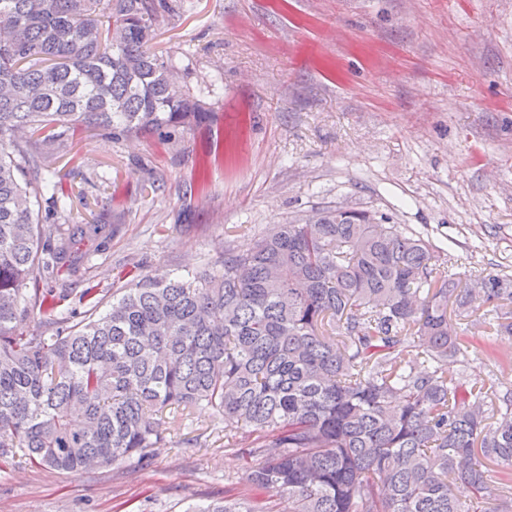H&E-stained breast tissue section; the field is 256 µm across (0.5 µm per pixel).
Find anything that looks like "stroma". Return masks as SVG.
Listing matches in <instances>:
<instances>
[{
	"label": "stroma",
	"mask_w": 512,
	"mask_h": 512,
	"mask_svg": "<svg viewBox=\"0 0 512 512\" xmlns=\"http://www.w3.org/2000/svg\"><path fill=\"white\" fill-rule=\"evenodd\" d=\"M157 50L214 114L173 143L91 131L50 163L35 213L54 238L99 224L61 270L87 288L184 275L249 251L273 224L345 205L390 216L461 278L512 275V0H181ZM491 305L456 317L451 362L473 388L512 386V335L479 347ZM195 408L149 461L59 472L0 460V512H189L247 462Z\"/></svg>",
	"instance_id": "35a3bbf8"
}]
</instances>
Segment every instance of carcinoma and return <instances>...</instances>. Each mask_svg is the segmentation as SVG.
Returning <instances> with one entry per match:
<instances>
[{"instance_id":"cac0c4a2","label":"carcinoma","mask_w":512,"mask_h":512,"mask_svg":"<svg viewBox=\"0 0 512 512\" xmlns=\"http://www.w3.org/2000/svg\"><path fill=\"white\" fill-rule=\"evenodd\" d=\"M179 0H0V457L71 473L149 457L166 410L208 406L263 461L244 493L201 512H512V387L487 401L448 361V317L493 304L512 335V275L463 282L430 241L340 205L272 224L221 267L130 281L69 325L60 264L97 224L52 246L34 216L47 148L83 129L130 136L212 121L177 86L156 28ZM42 316L45 330L16 325ZM267 494L259 506L250 492Z\"/></svg>"}]
</instances>
